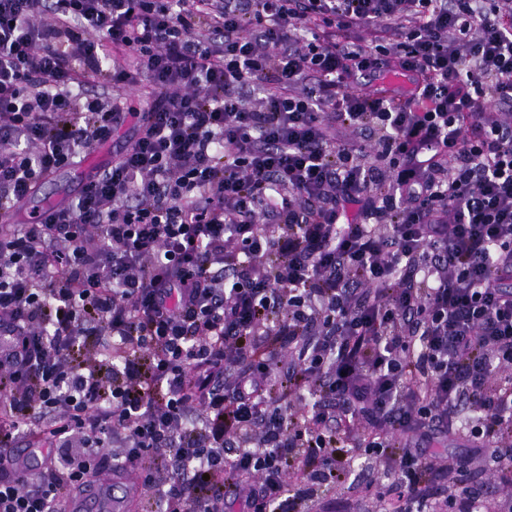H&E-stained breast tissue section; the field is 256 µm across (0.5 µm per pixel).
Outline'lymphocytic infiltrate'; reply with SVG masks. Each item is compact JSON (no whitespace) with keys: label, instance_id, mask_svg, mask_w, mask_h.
<instances>
[{"label":"lymphocytic infiltrate","instance_id":"obj_1","mask_svg":"<svg viewBox=\"0 0 512 512\" xmlns=\"http://www.w3.org/2000/svg\"><path fill=\"white\" fill-rule=\"evenodd\" d=\"M117 53L124 148L0 225V512L107 465L322 512L354 451L381 512H512V0H0L1 213L122 125Z\"/></svg>","mask_w":512,"mask_h":512}]
</instances>
